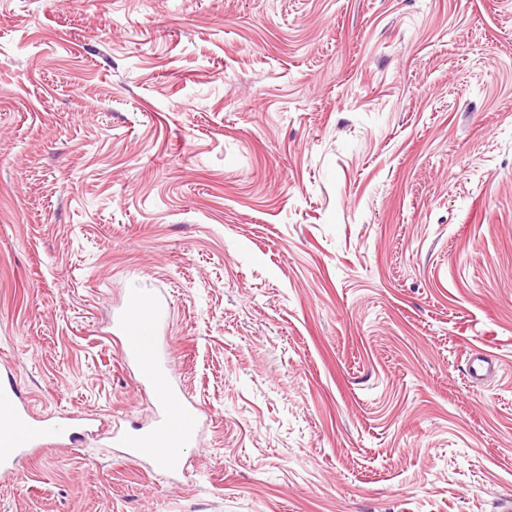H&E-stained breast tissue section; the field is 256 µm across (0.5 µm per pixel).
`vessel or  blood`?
<instances>
[{
	"mask_svg": "<svg viewBox=\"0 0 512 512\" xmlns=\"http://www.w3.org/2000/svg\"><path fill=\"white\" fill-rule=\"evenodd\" d=\"M167 308L155 295H134L117 319L124 333L123 353L139 366L142 378L155 387L163 410L160 422L149 429L118 435L126 456L145 457L169 471L181 465L180 449L195 439L201 406L185 401L168 381V358L157 336ZM86 420L75 416L34 413L14 383L0 382V476L12 475L20 454L75 443Z\"/></svg>",
	"mask_w": 512,
	"mask_h": 512,
	"instance_id": "obj_1",
	"label": "vessel or blood"
}]
</instances>
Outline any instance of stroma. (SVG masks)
I'll return each mask as SVG.
<instances>
[{
	"label": "stroma",
	"mask_w": 512,
	"mask_h": 512,
	"mask_svg": "<svg viewBox=\"0 0 512 512\" xmlns=\"http://www.w3.org/2000/svg\"><path fill=\"white\" fill-rule=\"evenodd\" d=\"M162 289L186 469L114 321ZM485 350L497 373L474 383ZM74 447L0 512H496L512 0H0V365Z\"/></svg>",
	"instance_id": "1"
}]
</instances>
